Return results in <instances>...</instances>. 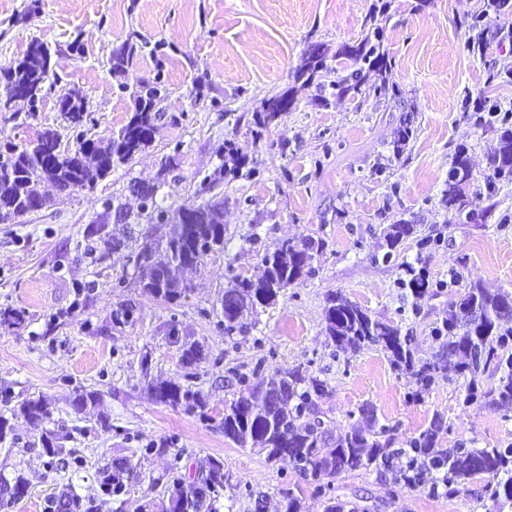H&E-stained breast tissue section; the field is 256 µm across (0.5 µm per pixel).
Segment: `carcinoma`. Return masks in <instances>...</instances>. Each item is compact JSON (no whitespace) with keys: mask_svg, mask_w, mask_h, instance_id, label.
<instances>
[{"mask_svg":"<svg viewBox=\"0 0 512 512\" xmlns=\"http://www.w3.org/2000/svg\"><path fill=\"white\" fill-rule=\"evenodd\" d=\"M336 56L351 61V71L337 74L327 64L328 50L314 44L302 57L298 74L308 80L327 79L328 86L343 96L362 93L364 71L380 75L391 68V60L382 49V30L375 28L352 44H345ZM336 79H331V75ZM10 84L28 87L27 101L37 102L46 94V87L58 81L51 63V53L38 41L31 43L26 56L16 65L4 69ZM166 93L161 83H141L131 92L133 115L120 130L103 145L87 136L83 130L75 144L63 142L59 132H39L25 144L8 146L9 153L0 163V224H11L29 210L33 201L47 205L41 186L52 183L60 189H92L113 168L126 164L136 153L145 150L154 140L158 111L157 102ZM293 98L283 91L262 102L258 124L267 128L278 113L291 108ZM59 111L74 128L93 123L86 112L85 101L67 92L59 99ZM243 162L231 166L221 164L202 178L209 187L237 179ZM493 174L485 181L492 193L499 182H512V128L500 134L499 147L491 157ZM473 179L465 150L457 151L448 168V179L442 191L441 204L448 211L462 213L472 205L463 186ZM137 196L142 212L138 217L151 224H164L167 231L151 240L147 261L136 264L137 279L142 293L167 305L177 303L187 291L183 272L197 265L204 257L224 250V209L219 203H187L170 209L158 199V186L139 183ZM107 221L100 220L86 234L85 254L95 257L98 249L117 252L125 242L106 232ZM417 234V225L400 220L383 230L388 261L400 250L402 243ZM323 243L312 238L302 244L288 239L264 250L260 257L262 274L256 278L232 277L224 289L222 311L224 336L230 338L242 331V319L247 313L272 305L281 291L312 274L313 252ZM406 278L401 280L404 296L417 301L433 297L444 287L434 281L422 267L405 264ZM137 307L131 303L112 310V327L122 328L136 320ZM326 335L342 352L380 349L387 354L392 367L415 378L428 387L440 376V363L463 355L458 364L465 376L490 373L493 383L479 388L474 383L466 387L465 402L479 398L493 405H512V292L491 291L481 280L473 279L456 301L448 305V316L434 328V339L441 342V354L435 361L416 357L409 337L398 326L373 317L369 311L335 292L326 299L324 309ZM25 312L16 308H0V325L13 329L24 327ZM179 361L184 368H194L207 359L204 343L189 336L178 340ZM147 389L153 399L164 405L182 407L203 421L211 420L209 403L201 391L171 381L151 380ZM325 391L324 381L306 379L297 369L276 373L262 384L248 389L224 403V416L219 427L224 437L242 447L249 446L266 453L271 461H286L308 478L335 476L357 470H379L396 455L407 457V465L394 474V482L410 488L426 473H438L436 485L444 494L455 497L466 491V484L475 475L485 480V492L495 506V512L512 510V447L455 448L438 447L439 434L446 429L443 417L435 416L429 426L413 437L406 448L392 447L389 429L378 425L375 416L362 418L333 436L306 420V411L314 406L313 397ZM99 396L95 391H83L71 401L77 413L95 409ZM49 411L44 399L27 398L10 409V415L0 413V444L15 438V422L21 420L38 432L42 454L62 468L69 465L62 441L71 437L67 428L49 429L45 423ZM132 460L117 457L99 471V486L103 494L119 497L133 472ZM29 492V480L18 470L11 477L0 475V509L20 502ZM224 495V461L212 458L206 469L187 480L176 477L171 494L163 501L166 512H220L218 503ZM45 512H98L97 498L82 496L68 489L53 496Z\"/></svg>","mask_w":512,"mask_h":512,"instance_id":"cac0c4a2","label":"carcinoma"}]
</instances>
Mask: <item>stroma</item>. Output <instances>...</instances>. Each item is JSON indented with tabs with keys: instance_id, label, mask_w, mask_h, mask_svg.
Instances as JSON below:
<instances>
[{
	"instance_id": "obj_1",
	"label": "stroma",
	"mask_w": 512,
	"mask_h": 512,
	"mask_svg": "<svg viewBox=\"0 0 512 512\" xmlns=\"http://www.w3.org/2000/svg\"><path fill=\"white\" fill-rule=\"evenodd\" d=\"M377 0H0V67L22 59L31 42L54 53L59 83L36 104L12 102L0 112V146L20 144L47 128L72 141L57 101L76 88L94 119L92 133L107 140L132 115L129 89L161 81L167 96L152 144L116 167L93 190L42 191L51 203L13 224H0V308L25 310L24 328L0 326V412L9 400L45 396L49 427L75 431L64 446L79 461L51 465L37 434L17 423L12 446L0 447V474L24 471L29 495L12 512H44L48 497L73 487L98 497V512H155L167 494L172 465L195 472L210 458L224 461L226 512H252L265 494V512H285L294 492L301 512H324L327 498L351 500L367 512H492L483 478L469 480L456 497L434 493L431 478L403 489L390 477L360 470L309 484L293 466L227 440L217 422L156 403L150 379L189 384L208 397L215 413L248 386L286 368L325 382L318 398L326 429L339 433L363 406L393 425L397 447L442 415L448 429L441 447L512 445V408L465 403L467 380L448 361L443 378L416 392L383 351H338L324 331V307L339 292L372 316L414 336L417 355L434 359L432 337L448 303L480 278L486 288L512 292V183L482 192L489 159L498 147L500 121L464 111L467 98L512 106V14L475 27L483 0H389L381 24L391 67L365 75L362 95L322 89L297 77L311 45L329 50L360 39ZM138 50L125 73L110 70L114 52ZM290 91L293 105L269 132L257 117L263 100ZM414 135L401 154L391 143L403 125ZM248 172L209 189L202 178L219 163L225 145ZM466 148L473 179L470 217L439 204L448 166ZM171 161L169 171L161 164ZM157 184L171 208L214 199L224 202V249L208 255L183 277L189 289L173 306L142 294L129 256L149 224H109L128 248L92 260L84 252L86 228L107 206L137 210L131 183ZM406 220L428 236L408 239L391 261L378 260L381 231ZM316 238L312 275L280 293L249 317L245 332L226 338L218 325L220 298L230 276L260 273L264 249L281 240ZM426 268L453 287L420 304L404 299L399 281L405 263ZM133 301L139 317L116 331L111 313ZM205 342L209 356L186 376L167 328ZM100 396L99 411L74 413L81 390ZM111 429H102L98 412ZM179 450V462L144 454L153 440ZM119 456L138 468L122 498L101 494L98 472Z\"/></svg>"
}]
</instances>
